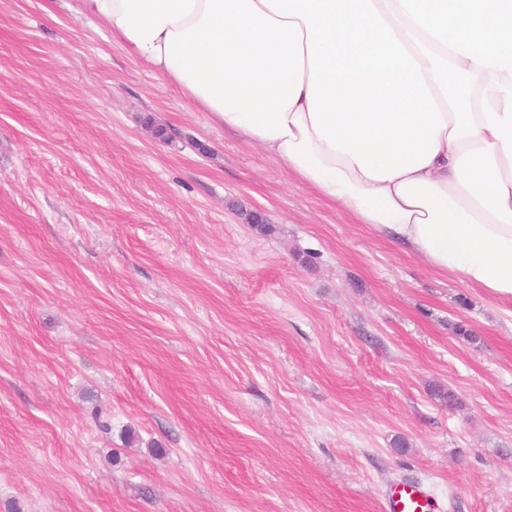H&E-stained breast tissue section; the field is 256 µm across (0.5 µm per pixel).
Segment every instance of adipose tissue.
<instances>
[{"label": "adipose tissue", "mask_w": 512, "mask_h": 512, "mask_svg": "<svg viewBox=\"0 0 512 512\" xmlns=\"http://www.w3.org/2000/svg\"><path fill=\"white\" fill-rule=\"evenodd\" d=\"M79 13L360 223L512 300V0H80Z\"/></svg>", "instance_id": "adipose-tissue-1"}]
</instances>
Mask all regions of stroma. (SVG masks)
<instances>
[{"label": "stroma", "mask_w": 512, "mask_h": 512, "mask_svg": "<svg viewBox=\"0 0 512 512\" xmlns=\"http://www.w3.org/2000/svg\"><path fill=\"white\" fill-rule=\"evenodd\" d=\"M78 6L0 0V512H381L405 478L512 512V302L358 223Z\"/></svg>", "instance_id": "obj_1"}]
</instances>
